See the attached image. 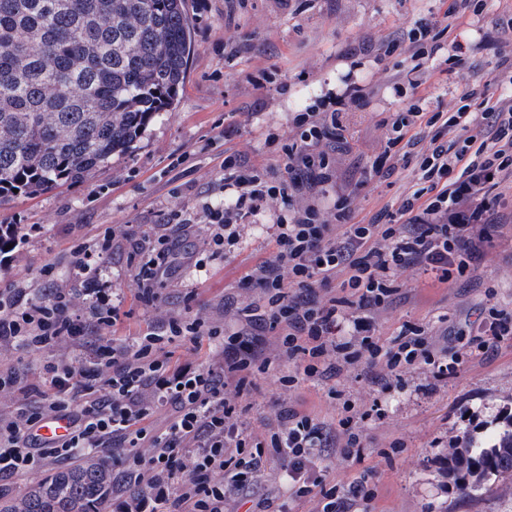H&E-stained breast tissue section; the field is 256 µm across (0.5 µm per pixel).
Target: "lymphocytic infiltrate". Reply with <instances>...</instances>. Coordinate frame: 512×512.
Here are the masks:
<instances>
[{"mask_svg":"<svg viewBox=\"0 0 512 512\" xmlns=\"http://www.w3.org/2000/svg\"><path fill=\"white\" fill-rule=\"evenodd\" d=\"M365 96V86L352 82L333 110L298 113L296 132L283 147L285 175L225 158L223 205L204 203L195 217L174 210L169 223L120 235L134 245L132 286L150 307L175 261L203 265L196 253L178 254L175 232L198 231L208 249L232 244L239 225L254 223L269 200H279L281 212L267 227L276 252L250 276L260 301L228 298L208 317L168 316L131 341L102 344L88 359L80 350L87 328L112 327L115 295L61 283L50 265L40 272L50 287L44 300H32L24 278L0 289V346L16 344L39 355L66 340L76 349L73 358L46 362L35 382L0 363V391L22 397L14 410H0V475L35 476L48 460L76 459L94 448L118 467L112 512H224L226 501L238 497L264 459L273 457L291 495L314 498L316 512L344 508L335 489L326 487L319 461L323 448L338 445L349 453L360 447L351 426L355 404L329 390V397L343 401L335 429L279 406L276 427L257 438L241 419L254 375L287 364L278 382L288 388L336 377L358 363L378 384L421 364L447 376L449 366L437 359L425 326L405 323L388 347L375 332L374 317L399 294L409 270L442 282L469 271L479 233L501 219L498 188L512 176V101L479 112H409L392 123L388 149L414 145L409 131L421 120L449 133L448 141H432L421 154L420 188L397 210L385 207L367 219H357L346 192L331 208H320L317 197L336 177L331 150L344 139L341 113ZM120 236L108 228L76 245L72 265L86 275L97 273ZM258 326L274 333L273 353L251 341ZM178 338L203 354L200 364L173 363L170 346ZM164 409L171 419L158 432L147 421ZM58 415L71 420L69 436L54 445L37 443L35 428Z\"/></svg>","mask_w":512,"mask_h":512,"instance_id":"lymphocytic-infiltrate-1","label":"lymphocytic infiltrate"}]
</instances>
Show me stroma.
<instances>
[{
  "label": "stroma",
  "instance_id": "stroma-1",
  "mask_svg": "<svg viewBox=\"0 0 512 512\" xmlns=\"http://www.w3.org/2000/svg\"><path fill=\"white\" fill-rule=\"evenodd\" d=\"M450 2L186 0L192 51L174 106L150 123L129 154L113 157L85 181L0 207V225H15L20 233L16 274L35 283L41 268L52 265L60 281L80 282V271L68 261L79 240L110 225L147 229L163 223L171 210L191 213L205 201L222 203L224 157L284 172L280 134L292 130L297 113L338 92L347 73L366 84L367 97L342 114L346 141L336 151V181L324 201L333 203L338 192L352 187L358 218L397 208L416 187L415 154L391 157L393 170L385 176L370 179L366 173L381 159L399 113L412 106L423 112L448 113L464 105L478 111V101L463 99L469 84L494 101L512 95L500 67L512 53V0H474L478 11L458 20L453 35L468 48L458 78L449 79L445 56L414 58L409 31L420 22L443 21ZM417 77L422 85L411 88ZM274 251L260 225H246L239 244L204 271L176 267L160 300L145 307L129 287L131 244L119 240L100 285L119 294L121 315L111 335L86 337L87 350L109 338L135 336L147 323L187 307L211 313L228 295L258 299L247 279ZM404 279L399 295L376 315L380 336L393 339L404 323L416 322L427 326L438 346L458 350L462 338H477L487 308L512 313V222L492 229L473 272L456 282L413 270ZM286 372L274 366L254 378L242 415L253 435L275 422L279 399L337 424L341 406L328 397L332 387L357 405L381 409L380 417L361 423L358 455L346 458L329 448L322 456L325 483L340 494L363 480L375 490L369 503L350 502L349 512H512V479L487 482L467 498L440 465L449 441L486 439L512 413V337L474 353L448 379H435L418 366L387 389L370 382L359 366L290 390L274 382ZM284 483L277 463L265 462L243 498L228 502V512H255L268 498L287 502L288 512H313L314 502L286 498Z\"/></svg>",
  "mask_w": 512,
  "mask_h": 512
}]
</instances>
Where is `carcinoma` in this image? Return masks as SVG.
<instances>
[{
  "instance_id": "carcinoma-1",
  "label": "carcinoma",
  "mask_w": 512,
  "mask_h": 512,
  "mask_svg": "<svg viewBox=\"0 0 512 512\" xmlns=\"http://www.w3.org/2000/svg\"><path fill=\"white\" fill-rule=\"evenodd\" d=\"M184 0H0V203L78 183L127 153L183 89ZM463 495L512 477V414L443 460ZM111 464L51 475L0 512H101Z\"/></svg>"
}]
</instances>
